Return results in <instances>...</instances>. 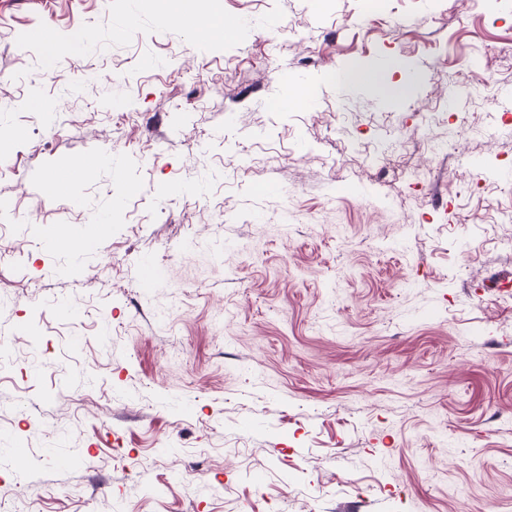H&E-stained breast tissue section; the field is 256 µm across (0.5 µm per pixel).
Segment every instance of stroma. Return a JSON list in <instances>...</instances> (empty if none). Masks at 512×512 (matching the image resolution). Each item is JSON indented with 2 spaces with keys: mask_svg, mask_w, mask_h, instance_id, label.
I'll return each mask as SVG.
<instances>
[{
  "mask_svg": "<svg viewBox=\"0 0 512 512\" xmlns=\"http://www.w3.org/2000/svg\"><path fill=\"white\" fill-rule=\"evenodd\" d=\"M195 7L0 0V512H512V0ZM154 2L170 25L188 26L194 30L206 31L213 40H223L232 33L230 30H224V27L233 25L232 21L224 22L223 17L197 12L190 7V1L156 0Z\"/></svg>",
  "mask_w": 512,
  "mask_h": 512,
  "instance_id": "stroma-1",
  "label": "stroma"
}]
</instances>
